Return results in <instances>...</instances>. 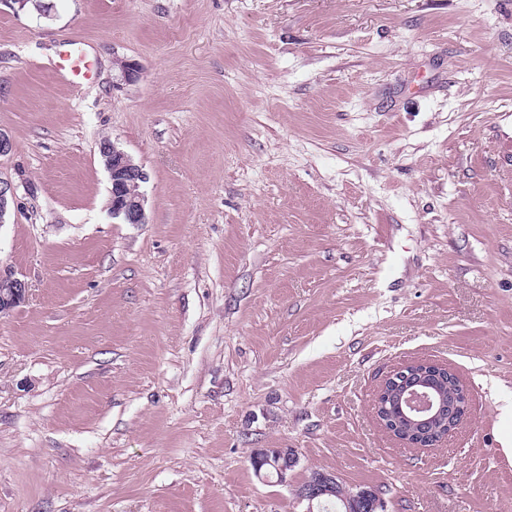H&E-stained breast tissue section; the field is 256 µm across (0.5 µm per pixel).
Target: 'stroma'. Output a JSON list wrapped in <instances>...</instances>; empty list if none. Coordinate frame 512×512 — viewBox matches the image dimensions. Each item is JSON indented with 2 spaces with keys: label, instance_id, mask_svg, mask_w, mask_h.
Here are the masks:
<instances>
[{
  "label": "stroma",
  "instance_id": "obj_1",
  "mask_svg": "<svg viewBox=\"0 0 512 512\" xmlns=\"http://www.w3.org/2000/svg\"><path fill=\"white\" fill-rule=\"evenodd\" d=\"M0 131V512H306L256 448L512 512V0H0ZM420 359L470 393L421 450L372 410ZM79 44H67L69 47L60 52L59 62L56 63L59 71L76 85L90 81L94 75L93 63L87 52L78 46ZM100 154L111 184L109 209L112 217L125 224L146 223L145 198L139 190L146 173L113 142L104 141ZM0 288V316L8 314L25 302L28 293L27 283L2 268H0ZM252 467L255 474L262 479H269L266 462L275 466L277 484H288V476L299 463L298 451L294 448H257L252 452ZM267 466L273 469V465Z\"/></svg>",
  "mask_w": 512,
  "mask_h": 512
}]
</instances>
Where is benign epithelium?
Listing matches in <instances>:
<instances>
[{
    "mask_svg": "<svg viewBox=\"0 0 512 512\" xmlns=\"http://www.w3.org/2000/svg\"><path fill=\"white\" fill-rule=\"evenodd\" d=\"M100 154L111 184L109 209L112 217L124 224L146 223L145 198L140 192L146 173L128 154L109 141L100 146ZM15 199L12 184L0 180V223ZM27 293L28 285L24 280L0 269V316L25 302ZM421 367L438 370L446 368V365L432 361L404 364L384 376L374 400V411L384 432L413 448L422 447V444L409 440L418 424L442 422L453 431L470 405L469 393L463 387L448 396L430 385H418L416 378L423 375L419 371ZM391 397L397 398L407 409L408 415L404 416V420L389 418L384 414L387 409L385 400ZM251 461L255 474L262 479L269 478L265 463L273 464L276 483L286 484L288 476L299 463V454L294 448H257L252 452ZM335 489V475L313 470L304 483L293 486V493L299 501L307 502L306 512H322L323 497L335 493Z\"/></svg>",
    "mask_w": 512,
    "mask_h": 512,
    "instance_id": "benign-epithelium-1",
    "label": "benign epithelium"
}]
</instances>
